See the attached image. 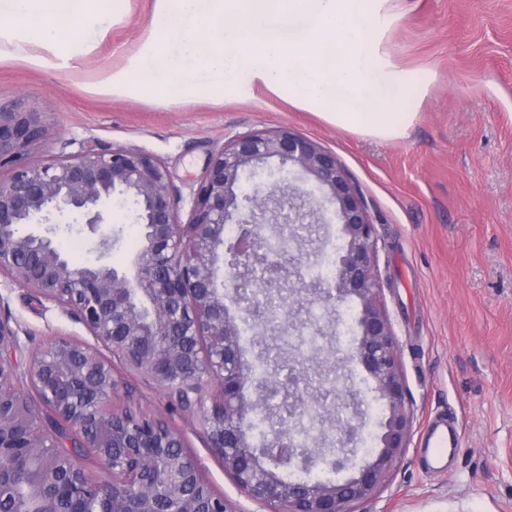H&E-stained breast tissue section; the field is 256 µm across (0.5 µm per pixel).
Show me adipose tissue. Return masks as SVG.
<instances>
[{
  "mask_svg": "<svg viewBox=\"0 0 512 512\" xmlns=\"http://www.w3.org/2000/svg\"><path fill=\"white\" fill-rule=\"evenodd\" d=\"M390 0H155L137 49L100 87L117 96L189 101L245 98L254 87L287 98L336 128L380 140L406 135V82L373 31ZM101 0H0V61L40 69L79 61L105 34Z\"/></svg>",
  "mask_w": 512,
  "mask_h": 512,
  "instance_id": "ef3b65f1",
  "label": "adipose tissue"
}]
</instances>
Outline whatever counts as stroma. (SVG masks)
<instances>
[{
    "label": "stroma",
    "instance_id": "stroma-1",
    "mask_svg": "<svg viewBox=\"0 0 512 512\" xmlns=\"http://www.w3.org/2000/svg\"><path fill=\"white\" fill-rule=\"evenodd\" d=\"M154 5L118 0L110 28L78 67L0 62V104L22 102L47 119L29 162L84 144L138 147L165 163L188 201L211 154L241 133L288 127L335 152L376 227L380 300L414 414L409 447L355 512H512V0H394L399 19L380 37V50L406 75L399 109L416 119L391 141L337 129L263 89L245 100L202 95L180 104L100 91V73L136 49ZM110 220L117 241L109 262L123 270L141 231L130 208L113 207ZM0 296L19 326L12 354L19 365L49 337L89 338L24 288L4 283ZM322 311L323 332L305 358L257 327L241 335L243 358L264 365L281 393H289L285 379L293 372L312 394L340 401L324 424L322 452L331 456L337 428L351 424L364 461L378 446L382 406L366 372L346 363L352 339L341 323L354 321L352 305L331 302ZM127 385L144 409L182 430L207 480L239 512H265L161 391L133 376ZM354 394L362 402L357 414L347 405ZM439 416L455 419L460 442L447 468L431 470L420 461L421 442Z\"/></svg>",
    "mask_w": 512,
    "mask_h": 512
}]
</instances>
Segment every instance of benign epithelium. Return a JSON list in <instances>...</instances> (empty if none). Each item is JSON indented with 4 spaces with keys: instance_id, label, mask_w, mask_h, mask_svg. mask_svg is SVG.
<instances>
[{
    "instance_id": "7a95c632",
    "label": "benign epithelium",
    "mask_w": 512,
    "mask_h": 512,
    "mask_svg": "<svg viewBox=\"0 0 512 512\" xmlns=\"http://www.w3.org/2000/svg\"><path fill=\"white\" fill-rule=\"evenodd\" d=\"M41 112L0 104V278L26 289L82 324L94 343L55 336L22 368L10 351L18 325L0 296V512H240L217 492L185 451L183 433L161 416L117 405L125 376L159 387L188 413L209 451L238 489L267 512H353L371 498L409 445L413 412L406 402L391 323L375 276L376 231L336 154L289 128L244 133L212 153L193 192L186 221L180 189L165 163L134 147H83L41 164L26 161L45 134ZM288 168L271 183L269 160ZM314 181L322 196L293 184ZM130 204L143 243L130 270L104 263L112 230L104 212ZM79 214L95 235V259L74 263L54 244L51 224ZM339 225L344 245L333 275L307 282L310 265L293 267L271 252L267 224ZM271 266L263 287H289L302 299L357 305L348 363L374 383L384 407L379 448L342 481H290L280 468L308 470L321 458L295 435L321 416L312 396L289 403V420L260 445L250 417L264 404L268 379L242 360L240 328L224 291L251 309L252 268ZM263 327L298 332L283 312ZM95 459L58 450L63 437Z\"/></svg>"
}]
</instances>
